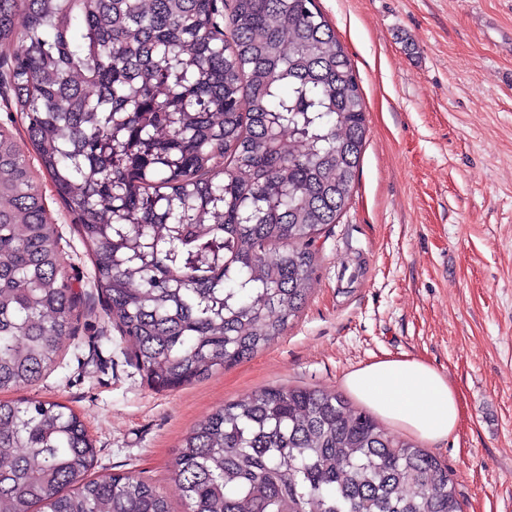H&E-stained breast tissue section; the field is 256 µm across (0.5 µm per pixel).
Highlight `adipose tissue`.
Here are the masks:
<instances>
[{
  "label": "adipose tissue",
  "instance_id": "obj_1",
  "mask_svg": "<svg viewBox=\"0 0 512 512\" xmlns=\"http://www.w3.org/2000/svg\"><path fill=\"white\" fill-rule=\"evenodd\" d=\"M345 388L393 426L428 443L452 436L461 405L447 377L422 358H383L347 373Z\"/></svg>",
  "mask_w": 512,
  "mask_h": 512
}]
</instances>
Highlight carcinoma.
Instances as JSON below:
<instances>
[{"label":"carcinoma","instance_id":"carcinoma-1","mask_svg":"<svg viewBox=\"0 0 512 512\" xmlns=\"http://www.w3.org/2000/svg\"><path fill=\"white\" fill-rule=\"evenodd\" d=\"M0 45L16 47L25 129H0V392L50 370L83 317L26 141L150 385L176 390L281 336L367 133L315 0H0ZM94 456L70 408L0 400V512H171L138 477L85 479ZM172 475L188 512H461L444 463L305 387L224 404Z\"/></svg>","mask_w":512,"mask_h":512}]
</instances>
